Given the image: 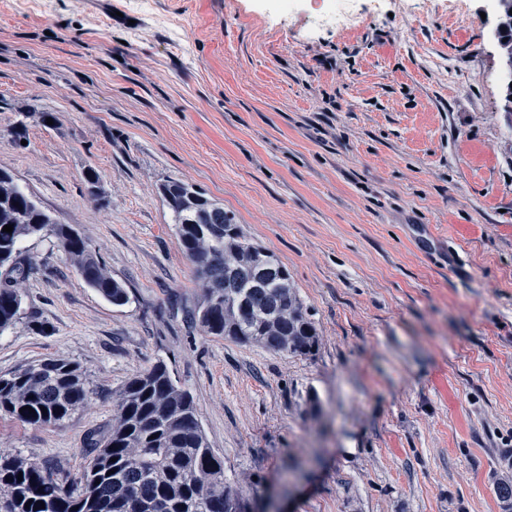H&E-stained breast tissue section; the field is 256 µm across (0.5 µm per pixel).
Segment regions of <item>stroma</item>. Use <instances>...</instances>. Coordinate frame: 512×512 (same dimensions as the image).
Here are the masks:
<instances>
[{
    "instance_id": "1",
    "label": "stroma",
    "mask_w": 512,
    "mask_h": 512,
    "mask_svg": "<svg viewBox=\"0 0 512 512\" xmlns=\"http://www.w3.org/2000/svg\"><path fill=\"white\" fill-rule=\"evenodd\" d=\"M0 0V167L125 284L54 238L0 333L94 394L0 448L78 476L88 432L157 361L193 395L243 512H501L512 480V117L490 0ZM26 125V141L12 131ZM99 193L85 190L87 171ZM193 185L295 282L309 356L186 323L192 270L160 194ZM354 0H327V6L321 7V13L326 16L327 21L336 24L352 22L355 17L351 9V2Z\"/></svg>"
}]
</instances>
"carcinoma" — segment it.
Returning <instances> with one entry per match:
<instances>
[{"mask_svg": "<svg viewBox=\"0 0 512 512\" xmlns=\"http://www.w3.org/2000/svg\"><path fill=\"white\" fill-rule=\"evenodd\" d=\"M161 195L200 290L186 310L189 320L207 335L276 353L312 354L315 326L274 254L250 242L235 215L202 190L168 181ZM8 224L10 233L3 231ZM44 233L60 241L88 287L115 306L128 303L125 285L70 225L50 223L49 214L12 177L0 178V333L17 322L23 283L37 270V263L23 256L21 243ZM91 394L82 367L62 357L0 375V413L29 425H60L86 407ZM39 501L45 508H37ZM0 512H241V507L237 490L224 483V460L209 447L193 396L159 361L125 383L110 432L86 438L80 476L0 450Z\"/></svg>", "mask_w": 512, "mask_h": 512, "instance_id": "cac0c4a2", "label": "carcinoma"}]
</instances>
